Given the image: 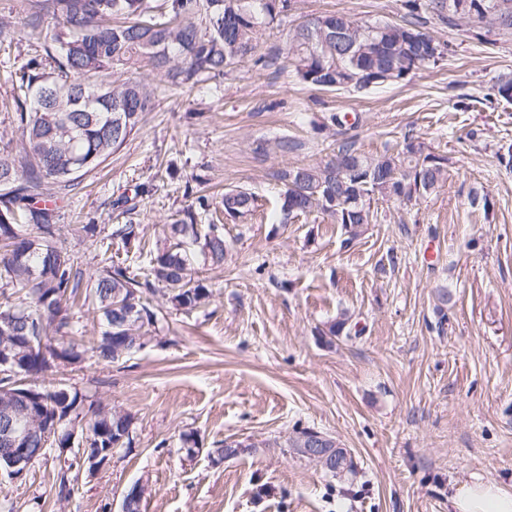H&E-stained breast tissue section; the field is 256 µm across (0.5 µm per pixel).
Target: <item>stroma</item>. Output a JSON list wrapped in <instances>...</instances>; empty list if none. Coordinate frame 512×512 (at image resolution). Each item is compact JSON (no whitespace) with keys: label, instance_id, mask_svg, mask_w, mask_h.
Returning <instances> with one entry per match:
<instances>
[{"label":"stroma","instance_id":"1","mask_svg":"<svg viewBox=\"0 0 512 512\" xmlns=\"http://www.w3.org/2000/svg\"><path fill=\"white\" fill-rule=\"evenodd\" d=\"M33 2L0 0L11 23L0 46L5 141L14 136L11 77L31 55L24 21ZM330 12L369 22L405 15L401 0H293L287 25L266 32L218 90L171 89L138 71L158 87L154 110L58 201L60 222L139 224L141 249L116 241L112 256L143 276L164 224L200 181L210 209L197 222H223L229 253L220 268L196 257L209 299L188 313L160 304L150 341L131 358L107 364L87 352L41 377L129 413L134 441L104 469L80 472L64 502L55 459L23 480L1 478L15 512H119L139 482L143 512H451L456 488L475 478L512 491V101L494 91L512 75V33L480 40L470 24L428 15L446 60L360 93L314 89L257 64L285 48L291 28ZM333 113L349 124L329 125ZM282 136L298 150L256 153L260 140ZM348 136L368 154L409 136L448 166L430 195L373 199L376 223L350 244L323 215L282 221L272 176L329 161ZM228 185L257 197L251 220L224 221ZM477 191L491 208L473 202ZM121 196L130 214L113 209ZM342 318L361 334L329 335ZM297 427L335 437L355 475L332 477L290 452ZM188 433L199 448L192 456ZM227 439L243 450L212 463Z\"/></svg>","mask_w":512,"mask_h":512}]
</instances>
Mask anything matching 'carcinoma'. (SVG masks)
<instances>
[{"label":"carcinoma","instance_id":"carcinoma-1","mask_svg":"<svg viewBox=\"0 0 512 512\" xmlns=\"http://www.w3.org/2000/svg\"><path fill=\"white\" fill-rule=\"evenodd\" d=\"M499 0H403L407 20L368 23L372 40L357 42L348 28L357 20L344 13H326L329 27L316 19L288 34L284 57L262 56L265 68L292 67L304 84L319 90L361 92L349 82L360 71L388 73L397 83L430 66L422 50L406 34L422 28L427 10L451 25L463 19L461 4L473 18L466 22L492 33L491 15ZM292 0H37L25 19L30 38L38 41L35 55L12 80L16 144L0 148V351H8L33 382L58 363L81 360V344L73 336L79 300L91 303L105 328L93 340L92 356L115 363L146 344L148 327L157 320L153 299L162 296L170 308L190 312L205 303L209 289L194 268L200 253L210 266H224L227 244L216 224L197 228L198 212H207L204 194L163 225L168 245L151 258L144 278L114 264L112 240L130 247L140 240L137 224H78L77 235L99 247L100 271H85L64 246L65 225L56 208L42 201L51 191L67 196L80 178L104 163L140 129L145 113L154 109L155 88L130 74L151 67L172 88L204 85L252 55L264 33L288 19ZM297 148L287 137L260 142L256 150L286 155ZM446 160L412 137L399 151L381 155L362 152L354 140L336 146L324 165L285 167L273 177L282 185L283 218L321 213L343 225L350 244L360 230L376 220L371 200L397 198L400 187L412 195L432 193L444 182ZM224 216L245 219L258 208L248 190L224 189ZM42 412L31 427L35 443L55 421H61L57 447L68 432L93 431L100 447L125 436L121 448L132 446L125 435L130 414L104 411L88 395L62 385H36ZM18 387L0 380V415L15 404ZM79 465L58 469L56 499L67 501Z\"/></svg>","mask_w":512,"mask_h":512}]
</instances>
